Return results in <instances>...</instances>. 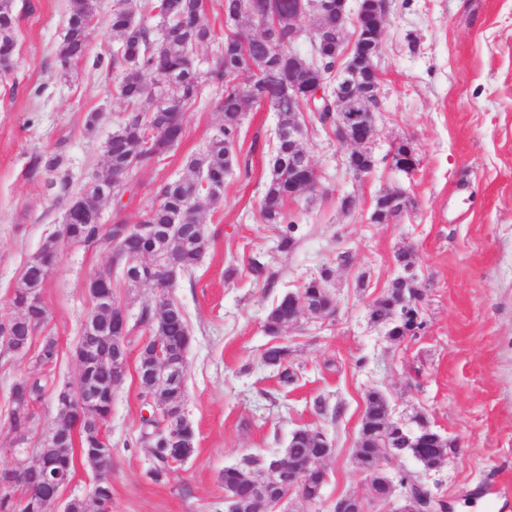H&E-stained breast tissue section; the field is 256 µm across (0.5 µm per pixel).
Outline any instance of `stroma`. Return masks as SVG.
Here are the masks:
<instances>
[{
    "label": "stroma",
    "instance_id": "stroma-1",
    "mask_svg": "<svg viewBox=\"0 0 512 512\" xmlns=\"http://www.w3.org/2000/svg\"><path fill=\"white\" fill-rule=\"evenodd\" d=\"M18 48L13 70L0 74V321L15 315L11 297L30 258L59 226L62 209L43 184L26 180L33 152L61 154L75 185L101 165L103 145L124 115L113 93L116 70L90 59L61 77L56 54L69 0H13ZM380 110L372 152L375 169L350 173V147L334 130L301 112L306 147L319 186L289 201L299 226L291 253L277 251L278 230L263 223L260 202L270 175L276 112L252 109L242 124L238 160L224 180V201L204 208L210 245L192 277L171 297L185 312L187 418L194 454L161 481L149 476L150 451L139 440L144 413L138 397V352L145 334L132 326L128 366L113 394L105 435L112 448V512H224L221 475L250 455H272L300 428L324 430L334 452L323 463L320 502L290 494L286 512H332L338 498H361L365 512H398L399 497L371 500L368 479L354 459L369 392H381L395 421L417 417L455 444L443 465L420 471L403 455L388 473L420 471L423 482L453 512H512V0H388L381 50ZM222 89L204 85L189 106L184 135L152 166L134 175L121 201L102 206L104 223L134 224L166 179L186 176L187 157L201 150L222 122ZM99 112L94 130L87 113ZM407 140L418 167L392 168L388 153ZM404 191L409 208L399 223L372 219L376 197ZM351 208H343L344 198ZM412 253L422 287L423 327L393 343L372 324L369 308L402 269L399 249ZM350 265L336 262L338 253ZM261 255L273 284L255 280L248 263ZM108 252L64 250L41 290L48 309L43 335L55 338L52 372L76 384L71 357L91 302L87 283L108 267ZM336 311L303 320L280 338L264 330L271 305L298 291L325 266ZM292 350L298 372L282 385L261 361L274 341ZM38 367L30 357L0 351V468L32 454L56 416L46 396L23 443L6 421L12 387ZM327 402L326 413L312 404Z\"/></svg>",
    "mask_w": 512,
    "mask_h": 512
}]
</instances>
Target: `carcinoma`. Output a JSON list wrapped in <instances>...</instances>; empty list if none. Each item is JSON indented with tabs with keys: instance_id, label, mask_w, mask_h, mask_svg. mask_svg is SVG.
Returning a JSON list of instances; mask_svg holds the SVG:
<instances>
[{
	"instance_id": "carcinoma-1",
	"label": "carcinoma",
	"mask_w": 512,
	"mask_h": 512,
	"mask_svg": "<svg viewBox=\"0 0 512 512\" xmlns=\"http://www.w3.org/2000/svg\"><path fill=\"white\" fill-rule=\"evenodd\" d=\"M99 0H70V11L65 34L57 51V66L61 74H68L73 65L87 58L90 51L94 19ZM149 13L158 19L154 27L147 26L143 15ZM203 0H115L108 16V25L116 38L117 50L110 57L100 54L94 66L107 70H119L122 77L115 91L127 104V112L118 121L115 130L103 146L104 164L94 170L86 182L75 188L70 174L63 169L60 154L34 152L26 163L24 176L29 181L43 183L58 201L78 197L82 206L71 211L65 223L59 225L57 233L42 245L41 262H27L20 283L12 295V306L18 315L6 325L9 335L24 344L25 352H34L35 363L48 376L50 367L57 358L54 339L46 338L37 350H32L34 337L45 325L48 312L44 304L31 299V290L40 288L49 272L56 266L64 248L114 247L122 252L124 260L97 273V280L89 287L112 291V278L117 276L131 287L162 284V272L157 266L173 255L179 262L181 276H191L206 254L210 239L206 228L199 230L196 243L186 248L179 238L172 236L163 250L155 248V241L136 232L125 231V223L118 220L109 229L95 225L93 216L109 199H119L127 190L133 173L158 161L183 137L184 114L187 105L195 101L201 92L202 71L199 68L197 51L216 40L213 30L203 18ZM267 20L260 34L252 37L249 46H244L241 35H227L219 44L217 66L208 71L209 78L224 85L221 105L223 119L216 132L198 153L187 159L190 171L187 178L161 182L153 202L140 216L141 224L200 225V210L203 204L217 205L224 198V179L236 160L244 115L253 106L264 101L278 113L282 134L276 136L271 158L270 177L261 201L263 223L279 226L277 249L286 253L296 243L298 224L286 210L288 201L294 197L297 185L308 173L303 150L288 138V129L300 125L298 114L303 111L305 95L303 88L288 89V57L267 54L269 44H288L293 27L286 20H276L272 13L258 6L255 12ZM224 18L234 29L250 19L244 0H224ZM18 19L14 13L13 0H0V73L6 74L14 67L17 53L16 31ZM316 28L323 30V38L313 49L318 61L299 58L295 62L296 72L305 82H315L330 76L336 65V17H316ZM381 38L373 29L365 27L359 34L355 51L362 55H377ZM252 56L263 61L262 75L242 89L225 82V79L246 66L245 57ZM378 77L358 74L357 87L366 104H371L377 91ZM314 118L323 125L336 127V103L331 99L321 103L314 111ZM407 205L402 191L385 192L377 196L374 213L381 223H397ZM333 270L326 267L317 278L306 281L298 295L302 296L309 316L332 314L336 310V297L328 290ZM422 292L414 278L408 282L395 279L389 291L375 301L369 309V320L375 324L389 325L388 337L398 343L409 335V330H419L423 321L417 317V301ZM296 320V308L291 294H285L269 310L265 319V330L271 336H279ZM139 323L154 339L141 345L138 354L140 399L155 393L167 405L176 406L185 402L186 390L161 388L153 381L147 369L156 365L157 352L175 358L187 348L190 333L179 305L174 309L160 311L144 306ZM111 323L100 320L99 335L81 336L80 345L93 361L88 374L93 385L101 390L99 399L80 414H72L57 406V419L53 430L63 437L65 448L40 447L38 453L46 451L61 457L69 474L76 470L75 456L82 460L92 459L98 486L95 496L97 512H112V455L91 457L97 447V427L112 415V395L117 386L112 371L110 342ZM292 350L286 344H274L261 354L262 363L274 370L281 383H294L298 375L291 365ZM41 376V377H43ZM41 377L25 376L13 385L14 402L8 412L10 427L25 428L34 418V406L45 399L47 383ZM141 433L152 437L153 467L149 471L158 481L167 475L172 463L182 461L194 453L195 433L188 425L182 430L177 443H169L166 430L157 419L142 421ZM388 409L383 397L371 392L365 399V411L356 448V459L360 469L371 478L369 493L373 500L382 501L384 488L377 470L378 453L387 447ZM79 445V452L72 451ZM321 451L313 437V430L294 431L288 443V465L305 471L310 485L325 482V471L310 462ZM418 463L425 470L439 466L448 454V441L436 432L429 434L427 447L412 448ZM263 458L255 456L250 465L224 469L222 480L224 492L237 497L238 512H271V501L259 493L257 472ZM27 496L25 512H42L44 501L53 497L56 486L50 483L39 470H30L22 486Z\"/></svg>"
}]
</instances>
